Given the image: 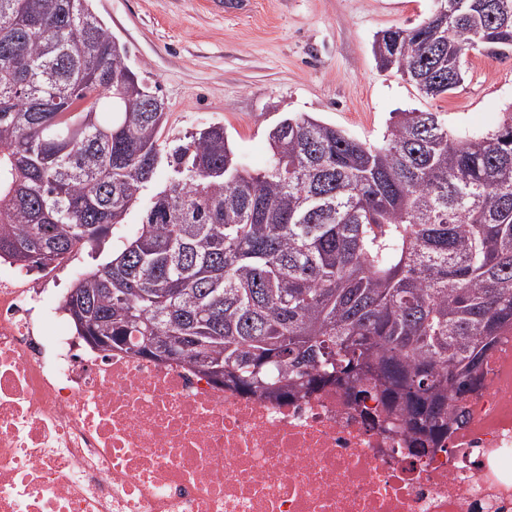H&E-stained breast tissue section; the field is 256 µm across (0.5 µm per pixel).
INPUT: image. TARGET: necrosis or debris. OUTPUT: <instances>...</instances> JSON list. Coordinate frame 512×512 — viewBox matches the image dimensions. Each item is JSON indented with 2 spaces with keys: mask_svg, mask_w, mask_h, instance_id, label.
Listing matches in <instances>:
<instances>
[{
  "mask_svg": "<svg viewBox=\"0 0 512 512\" xmlns=\"http://www.w3.org/2000/svg\"><path fill=\"white\" fill-rule=\"evenodd\" d=\"M0 256V512H512V336L445 449L410 456L340 388L244 396L189 364L80 350Z\"/></svg>",
  "mask_w": 512,
  "mask_h": 512,
  "instance_id": "necrosis-or-debris-1",
  "label": "necrosis or debris"
}]
</instances>
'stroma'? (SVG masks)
Returning <instances> with one entry per match:
<instances>
[{"instance_id":"stroma-1","label":"stroma","mask_w":512,"mask_h":512,"mask_svg":"<svg viewBox=\"0 0 512 512\" xmlns=\"http://www.w3.org/2000/svg\"><path fill=\"white\" fill-rule=\"evenodd\" d=\"M93 8L132 66L158 86L167 133L223 123L254 169L266 163L269 129L294 113L377 142L398 110L441 112L449 128L481 133L496 128L512 105V58L469 52L463 82L436 99L379 67L377 33L420 24L436 0H250L247 12L222 16L205 0H94ZM143 211L135 206L112 240L83 250L54 282L55 294L106 262Z\"/></svg>"}]
</instances>
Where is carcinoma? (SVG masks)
<instances>
[{
    "label": "carcinoma",
    "instance_id": "cac0c4a2",
    "mask_svg": "<svg viewBox=\"0 0 512 512\" xmlns=\"http://www.w3.org/2000/svg\"><path fill=\"white\" fill-rule=\"evenodd\" d=\"M93 0H0V254L63 260L165 187L65 307L153 360L178 338L221 387L283 397L343 386L401 411L422 457L512 334V109L486 134L392 113L379 143L310 115L268 133L260 169L224 125L163 138L167 113ZM438 0L375 40L423 95L474 49L512 54V0Z\"/></svg>",
    "mask_w": 512,
    "mask_h": 512
}]
</instances>
